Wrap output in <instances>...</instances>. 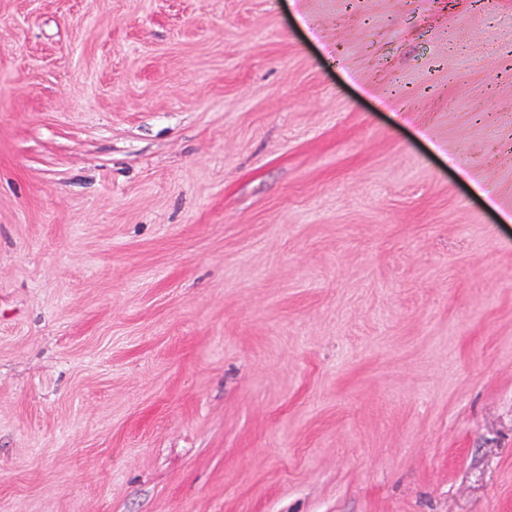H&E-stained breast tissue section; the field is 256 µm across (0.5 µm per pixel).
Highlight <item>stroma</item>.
<instances>
[{"label": "stroma", "instance_id": "stroma-1", "mask_svg": "<svg viewBox=\"0 0 512 512\" xmlns=\"http://www.w3.org/2000/svg\"><path fill=\"white\" fill-rule=\"evenodd\" d=\"M0 512H512V0H0Z\"/></svg>", "mask_w": 512, "mask_h": 512}]
</instances>
